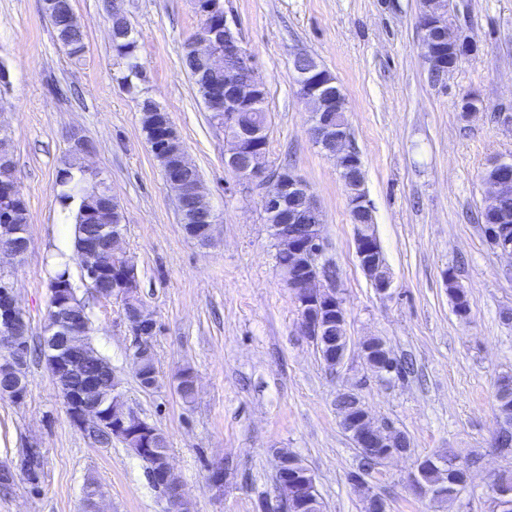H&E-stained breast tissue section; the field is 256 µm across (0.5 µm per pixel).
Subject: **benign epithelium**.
Segmentation results:
<instances>
[{"instance_id":"obj_1","label":"benign epithelium","mask_w":512,"mask_h":512,"mask_svg":"<svg viewBox=\"0 0 512 512\" xmlns=\"http://www.w3.org/2000/svg\"><path fill=\"white\" fill-rule=\"evenodd\" d=\"M205 9L214 16L206 30L184 45V53L193 62V76L202 81L224 74V87H210L204 100L207 111L224 115V167L238 181L258 190L261 208L277 258L287 259L280 267L282 280L298 305L300 332L313 343L329 349L327 368L334 372L343 365L349 350L347 336L339 335L345 326L346 313L338 289V276L325 258V239L321 233L322 211L311 186L295 170L272 168L266 162L267 130L255 123H239L243 112L261 108L266 93L257 77L255 57L242 45L238 34L224 16L222 0H195V10ZM423 33L421 53L428 74L435 85L445 83L450 66L448 50L468 54L473 42L448 19V10L435 6L419 14ZM298 94L309 107L310 135L313 143L336 159V167L349 207L351 223L356 226V253L360 267L381 296L389 295L392 279L373 223V208L365 187V174L359 152L352 144L350 125L333 118L332 112L347 111L345 94L335 77L314 57L292 54ZM140 119L146 121L148 143L163 154L162 169L166 186L183 202L180 224L187 236L200 242L214 240L217 216L202 181L184 178L183 173L196 167L169 113L154 99L148 98L140 108ZM71 151L82 156L94 152L90 140L78 132L69 136ZM90 181L82 205L87 217L98 225L96 239L80 253V268L91 284L112 281V263L121 259L126 273L118 277L123 296V315L134 337L131 359L138 377H143L145 364L152 353L151 335L157 323L139 296L135 264L121 247L122 208L112 195L101 172L87 166ZM484 206L498 224L497 235L489 246L509 260L512 273V210L506 201L512 197V158L492 160L484 174ZM0 258L17 259L30 243L29 211L20 192L16 176L14 151L8 140L0 137ZM29 326L18 303L14 283L0 272V369L5 382L0 384V398L20 403L28 392L26 355ZM91 331L86 314L74 306L72 289L59 283L51 291L47 324L44 330V357L50 372L68 406V417L77 429L96 443L118 439L149 466V476L165 493L169 512H194L193 501L185 494L183 484L171 481L174 466L170 455L157 446L161 435L149 430L139 415L125 402L120 383L110 363L88 343ZM96 361L106 381L83 378L85 365ZM356 397L358 401L344 419L343 429L357 448L371 452L385 448L379 463L398 458L405 446L406 434L385 426L375 419L355 388L336 393V399ZM277 472L280 497L269 505L271 512H288L294 502L314 504L316 481L310 473L292 469L293 462L278 452ZM207 483L218 496L224 490V461L213 464ZM491 488L497 512L512 509V485L494 475Z\"/></svg>"}]
</instances>
